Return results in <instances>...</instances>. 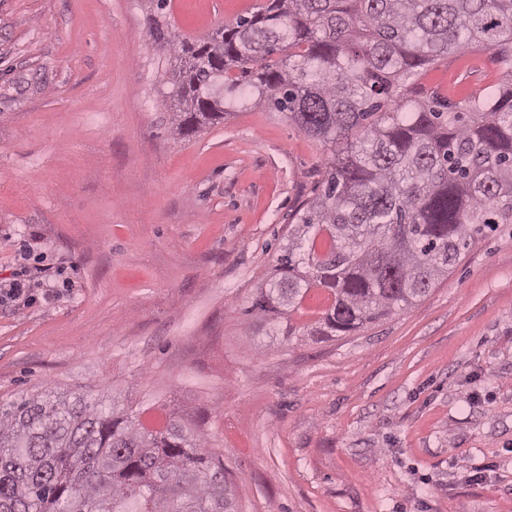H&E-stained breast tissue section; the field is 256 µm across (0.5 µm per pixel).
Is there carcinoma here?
<instances>
[{"instance_id": "1", "label": "carcinoma", "mask_w": 512, "mask_h": 512, "mask_svg": "<svg viewBox=\"0 0 512 512\" xmlns=\"http://www.w3.org/2000/svg\"><path fill=\"white\" fill-rule=\"evenodd\" d=\"M148 33L179 60L173 134L254 99L329 147L263 315L315 285L332 298L320 330L346 335L412 306L512 224V0H270L196 41L157 19ZM477 49L503 71L485 98L460 112L410 96L428 67ZM0 512H233V494L173 415L148 428L84 396L22 395L0 404Z\"/></svg>"}]
</instances>
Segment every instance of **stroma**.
<instances>
[{
    "label": "stroma",
    "instance_id": "stroma-1",
    "mask_svg": "<svg viewBox=\"0 0 512 512\" xmlns=\"http://www.w3.org/2000/svg\"><path fill=\"white\" fill-rule=\"evenodd\" d=\"M257 0H169L205 37ZM150 0H0V402L91 393L179 415L223 461L237 512H512V224L412 308L317 332L328 294L271 321L288 229L326 148L255 101L174 136L175 61ZM485 51L419 80L459 103Z\"/></svg>",
    "mask_w": 512,
    "mask_h": 512
}]
</instances>
